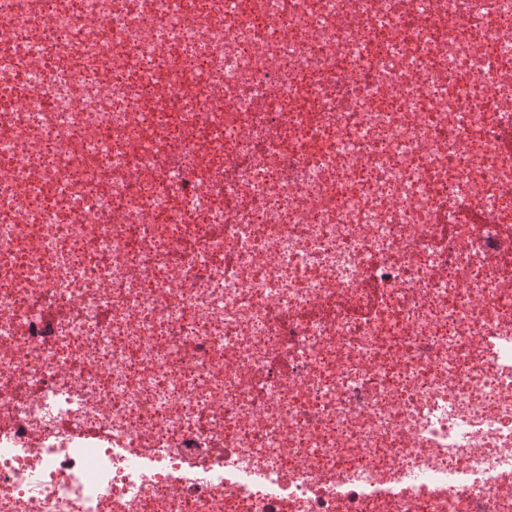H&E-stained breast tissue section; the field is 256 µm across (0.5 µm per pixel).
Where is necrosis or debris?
I'll use <instances>...</instances> for the list:
<instances>
[{
	"label": "necrosis or debris",
	"instance_id": "obj_1",
	"mask_svg": "<svg viewBox=\"0 0 512 512\" xmlns=\"http://www.w3.org/2000/svg\"><path fill=\"white\" fill-rule=\"evenodd\" d=\"M510 43L0 0V512H512Z\"/></svg>",
	"mask_w": 512,
	"mask_h": 512
}]
</instances>
